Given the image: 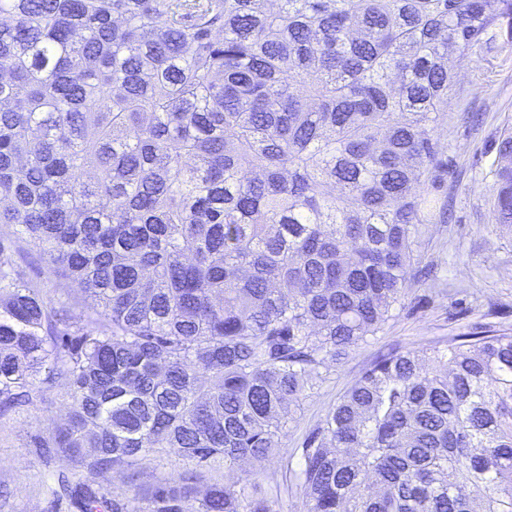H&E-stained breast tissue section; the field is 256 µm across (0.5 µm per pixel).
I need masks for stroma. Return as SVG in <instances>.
I'll use <instances>...</instances> for the list:
<instances>
[{"label": "stroma", "instance_id": "1", "mask_svg": "<svg viewBox=\"0 0 512 512\" xmlns=\"http://www.w3.org/2000/svg\"><path fill=\"white\" fill-rule=\"evenodd\" d=\"M486 68L478 55L460 62L457 85L448 97L439 164L424 186L452 213L449 223L432 224L421 248V262L434 266L433 277L409 282L402 306L382 331L341 358L327 379L305 395L266 473L278 472L280 458L299 447L381 354L420 350L485 324L512 328V239L493 221L494 187L488 175L499 135L512 125V47L503 49L494 73ZM0 238L13 242L12 260L47 301L69 298L81 302L86 315L95 314L92 300L55 276L15 225L0 224ZM67 412L60 384L43 390L32 404L0 410V512H77L71 502L54 500L47 488L61 473L86 479V468L62 452L36 445L37 439L52 437Z\"/></svg>", "mask_w": 512, "mask_h": 512}]
</instances>
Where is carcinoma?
<instances>
[{
  "label": "carcinoma",
  "instance_id": "cac0c4a2",
  "mask_svg": "<svg viewBox=\"0 0 512 512\" xmlns=\"http://www.w3.org/2000/svg\"><path fill=\"white\" fill-rule=\"evenodd\" d=\"M512 0H0V224L97 305H52L0 247V409L68 388L40 448L80 512H274L261 466L306 392L404 300L453 59ZM493 220L512 228V126ZM282 464L305 512H512V330L380 356ZM183 462L146 483L150 456ZM126 471L131 496L96 477ZM250 471V472H249ZM255 470H251L249 465L240 463L233 469H224V462L217 463L214 468L207 473L206 479L208 482H224V480H236L237 478L245 479L249 476V473H253Z\"/></svg>",
  "mask_w": 512,
  "mask_h": 512
}]
</instances>
